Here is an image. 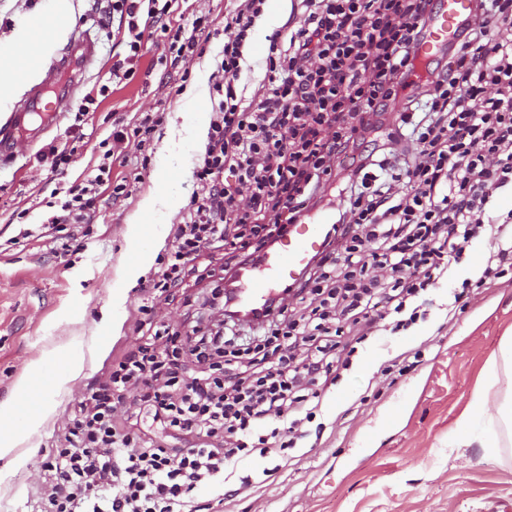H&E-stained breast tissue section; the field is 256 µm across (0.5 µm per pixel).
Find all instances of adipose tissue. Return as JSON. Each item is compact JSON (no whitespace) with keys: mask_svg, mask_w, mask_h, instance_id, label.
<instances>
[{"mask_svg":"<svg viewBox=\"0 0 512 512\" xmlns=\"http://www.w3.org/2000/svg\"><path fill=\"white\" fill-rule=\"evenodd\" d=\"M74 13L73 0H54V7L43 20V26L28 36L21 50L0 51V105L11 104L29 81L34 79L49 61L53 45L65 37ZM499 389L500 400L496 417L480 440H473L471 423L487 409L490 389ZM512 438V338L500 346V366L486 374L485 386L473 393L465 410L456 422L454 447L462 448L479 443L486 451L503 447L505 438Z\"/></svg>","mask_w":512,"mask_h":512,"instance_id":"obj_1","label":"adipose tissue"}]
</instances>
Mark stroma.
I'll return each mask as SVG.
<instances>
[{
  "instance_id": "stroma-1",
  "label": "stroma",
  "mask_w": 512,
  "mask_h": 512,
  "mask_svg": "<svg viewBox=\"0 0 512 512\" xmlns=\"http://www.w3.org/2000/svg\"><path fill=\"white\" fill-rule=\"evenodd\" d=\"M71 30L87 31L99 42V59L78 91L77 100L94 96L83 118L67 114L44 143L69 147L72 161L63 177L37 162L36 153L0 163V404L21 413L46 410L36 431H20L17 452L25 463L0 458V512H36L38 466L66 428L76 396L97 386L113 364L141 341L140 306L144 288L156 279L159 259L174 245L178 215H158L155 233L129 234L140 200L163 179L159 149L172 119L190 123L210 117L209 93L191 96L201 70H212L224 43L225 15L239 0H185L206 16L209 37L203 53L189 66L158 62L159 51L146 44L133 78L110 83L112 64L125 53L126 35L118 17L106 15L101 0H74ZM52 0H0V46L18 43L29 22L47 13ZM107 97H99L101 85ZM161 118L144 153L127 148L113 163L114 177L126 180L130 195L100 200L86 236L61 254L51 237H23L39 229L56 186L81 182L97 162V147L115 126L134 127L140 113ZM149 251L153 261L133 287L124 285L128 258ZM486 251L485 240L472 241L467 257L453 265L432 292L435 302L426 320L402 335L382 333L367 343L351 371L326 393L319 415L322 437L299 443L294 461L261 486L230 500L200 489L201 512H512V447L487 453L452 448L448 439L472 393L497 358L502 339L512 336V273L482 288L468 305L447 319L442 306L453 288L473 279ZM183 287L155 299L159 319L188 332L207 314L209 289L198 280L204 267L223 268L222 253L203 250ZM122 294L113 307L114 294ZM425 344V361L416 370L389 380L379 368L388 354ZM82 359V369L63 389L39 385L66 362ZM39 386L38 399L21 393Z\"/></svg>"
}]
</instances>
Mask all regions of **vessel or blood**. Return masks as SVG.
<instances>
[{
	"label": "vessel or blood",
	"instance_id": "obj_1",
	"mask_svg": "<svg viewBox=\"0 0 512 512\" xmlns=\"http://www.w3.org/2000/svg\"><path fill=\"white\" fill-rule=\"evenodd\" d=\"M474 18V0H435L432 18L419 36L418 58L430 62L441 57ZM98 56V43L89 35L77 33L69 39L44 68L40 81L31 85L0 121L1 159H15L33 148L71 110L78 86ZM332 213L328 207L316 219H301L263 268L250 266L242 271L237 300L243 310L262 316L276 295L300 280L303 270L323 248Z\"/></svg>",
	"mask_w": 512,
	"mask_h": 512
}]
</instances>
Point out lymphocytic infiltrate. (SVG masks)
Instances as JSON below:
<instances>
[{"instance_id":"lymphocytic-infiltrate-1","label":"lymphocytic infiltrate","mask_w":512,"mask_h":512,"mask_svg":"<svg viewBox=\"0 0 512 512\" xmlns=\"http://www.w3.org/2000/svg\"><path fill=\"white\" fill-rule=\"evenodd\" d=\"M174 0H112L127 31L112 76L127 80L146 41L162 57L190 62L204 22H174ZM265 0H241L224 23L214 58L212 117L195 188L142 305L136 351L71 408L41 465L40 512H197L194 492L236 478L253 453L288 457L322 435L326 390L351 368L359 346L381 331L403 333L425 319L427 296L473 240L490 247L476 279L464 280L449 311L512 269L506 224L487 223L497 192L512 186V0H476L480 19L445 62L427 69L420 113L396 111L415 68L420 26L434 0H302L303 19L271 41L266 74L238 94L244 48ZM158 119L115 127L110 149L84 182L63 188L45 219L72 242L85 234L102 194H129L112 178L114 155L144 150ZM336 225L328 246L289 297L271 304L240 341L223 323L180 334L158 320L153 300L179 287L206 248L235 270L258 264L272 235L323 200L337 176ZM199 370L180 374L185 360ZM162 430L182 436L172 451L125 429L127 398Z\"/></svg>"}]
</instances>
